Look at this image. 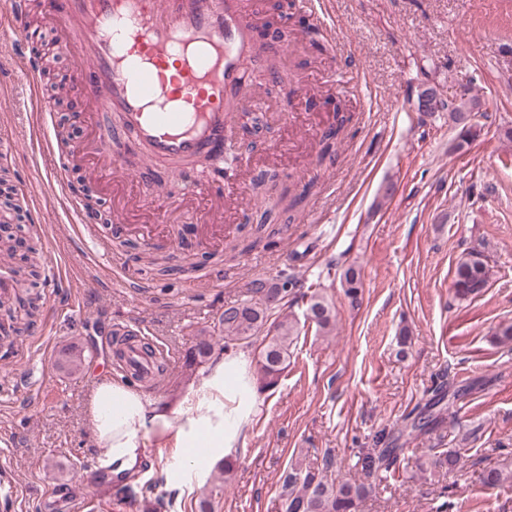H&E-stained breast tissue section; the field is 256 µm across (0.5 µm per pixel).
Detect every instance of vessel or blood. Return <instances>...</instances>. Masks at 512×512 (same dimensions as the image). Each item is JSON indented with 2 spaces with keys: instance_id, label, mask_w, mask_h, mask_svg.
Instances as JSON below:
<instances>
[{
  "instance_id": "obj_1",
  "label": "vessel or blood",
  "mask_w": 512,
  "mask_h": 512,
  "mask_svg": "<svg viewBox=\"0 0 512 512\" xmlns=\"http://www.w3.org/2000/svg\"><path fill=\"white\" fill-rule=\"evenodd\" d=\"M6 10L17 41L33 45L27 0H8ZM262 15L260 0H54L52 25L67 48L89 58L77 92L114 119L93 145L113 177L131 172L108 153L112 141L144 150L172 173L212 155L215 179L197 184L191 195L234 199L237 176L222 165L235 152L229 137L262 110L257 87L275 73L272 57L253 63ZM114 333L127 345L122 368L151 371L159 346L144 347L124 325Z\"/></svg>"
}]
</instances>
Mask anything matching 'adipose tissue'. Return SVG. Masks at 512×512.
Wrapping results in <instances>:
<instances>
[{
    "instance_id": "1",
    "label": "adipose tissue",
    "mask_w": 512,
    "mask_h": 512,
    "mask_svg": "<svg viewBox=\"0 0 512 512\" xmlns=\"http://www.w3.org/2000/svg\"><path fill=\"white\" fill-rule=\"evenodd\" d=\"M257 392L243 355H214L206 372L173 402L159 403L120 381L102 380L90 406L94 440L115 471L131 468L147 449L171 446L180 464L208 467L235 448ZM205 456H196V449Z\"/></svg>"
}]
</instances>
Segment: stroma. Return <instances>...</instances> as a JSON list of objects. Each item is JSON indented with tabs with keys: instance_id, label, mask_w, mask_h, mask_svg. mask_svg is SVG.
Listing matches in <instances>:
<instances>
[{
	"instance_id": "1",
	"label": "stroma",
	"mask_w": 512,
	"mask_h": 512,
	"mask_svg": "<svg viewBox=\"0 0 512 512\" xmlns=\"http://www.w3.org/2000/svg\"><path fill=\"white\" fill-rule=\"evenodd\" d=\"M327 10L326 55L298 39L290 70L315 87L338 72L350 78L355 119L336 162L294 224L226 264L232 277L224 285L192 291L187 273L159 277L139 260L151 242L129 227L152 223L205 169L130 187L54 152L75 182L96 191L105 237L134 244L123 257L137 287L96 273L91 245L74 230L76 214L48 185L40 150L63 116L82 142L84 116L76 106L42 124L27 106L28 80L14 68L13 39L0 36V85L8 91L0 140L16 147L12 161H0V191L15 201L0 204V224L20 225L42 271L56 275L55 284L42 278L31 291L39 307L32 330L0 346V512H70L73 499L94 512H148L146 501L159 496L171 502L166 512H196L208 496L215 512H283L279 478L290 461L317 466L329 457L336 478H359L360 453L402 428L440 380L464 397L444 405L441 424L407 436L399 464L382 473L359 512H512V482L488 488L479 479L488 467L512 470V342L497 337L512 323V0H328ZM463 84L483 110L477 135L461 144L447 113L412 104L423 87L448 97ZM261 93L284 117L268 124L262 143L237 152L245 159L272 150L264 169L289 186L312 168L334 112L320 96L283 98L273 82ZM472 252L486 261L490 285L462 299L454 272ZM351 265L361 279L354 304L340 283ZM258 279H294L302 292L325 296L336 328L323 336L300 324L278 386L257 396L229 482L219 484L210 467L176 473L168 448L151 449L132 471L136 482L156 485L145 498L119 502L111 476L83 481V464L103 455L87 415L100 371L92 355L114 324L165 345L169 367L158 388L168 402L193 381L188 348L213 335L224 308ZM70 344L83 353L73 373L58 363ZM449 448L465 451L457 470H422Z\"/></svg>"
}]
</instances>
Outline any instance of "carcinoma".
Segmentation results:
<instances>
[{
    "label": "carcinoma",
    "instance_id": "1",
    "mask_svg": "<svg viewBox=\"0 0 512 512\" xmlns=\"http://www.w3.org/2000/svg\"><path fill=\"white\" fill-rule=\"evenodd\" d=\"M295 0H278L275 6L277 16L268 22V27L278 33L279 38H284L286 27L281 25L283 18L294 19L293 9ZM478 100L472 96H454L441 102L440 110L450 113V120L460 127V142L457 147L467 142L468 138L476 134L475 126L468 124L466 114L473 111ZM353 113L337 108L336 125L328 128L321 138V151L319 163L333 160L335 146L338 144L345 127L352 121ZM311 185L306 184L298 193H291L287 188L277 190L264 196L261 205L255 211V221L250 223L248 235L251 238L248 247L258 246L265 238L276 235L293 223L297 209L302 205ZM180 254L157 251L146 256V260L153 267V271L161 276H169L178 270L194 268V262L189 245L181 241L178 243ZM35 252L33 246L27 247L28 272L15 280L16 301L20 309L25 311L26 317H36L38 307L33 301L26 298L31 288L37 285L38 271L31 263V254ZM16 253L15 233L7 228L0 230V259L12 258ZM242 253L237 240L228 241L224 252L210 255L212 261H224L226 263L236 260ZM180 259L175 264L173 260ZM342 288L345 295L354 299L360 289V280L356 270L346 268L340 275ZM489 282V270L485 262L478 255L470 254L457 263L454 287L457 295L461 297L476 296L487 288ZM283 302L281 291L277 285H266L259 280L252 284L248 295L238 303L230 306L233 313L222 315L219 319L220 340L224 344L220 350L248 343L256 337L262 329H267L263 339V348L257 360L258 371L262 388H273L278 384L282 374L288 368L290 346L292 337L297 332V320L285 317L282 320L267 325L270 312L279 307ZM306 316L310 318L319 331L329 330L332 323V310L323 297L310 296L306 308ZM214 355V342L206 339L198 341L190 347L185 356V368L196 370L208 363ZM448 396L445 385L439 384L431 389V397L413 419L412 423L398 430V436L410 430L422 431L430 426L442 422V417L435 412ZM390 436L382 434L379 441L385 447L377 449L373 454H366L359 458L361 472L365 477L362 482L341 481L329 478L326 471L333 467L330 458L325 459L323 468L305 466L299 461L289 464L280 477L279 497L282 500L284 512H357L358 505L367 498L374 488L369 482L372 477L378 476L382 471L389 470L395 465L403 454L401 448H389ZM462 458V449L453 448L434 454V460L430 468L439 472L442 470H455ZM512 480V472H504L493 467L481 472L480 480L488 487H497L508 480Z\"/></svg>",
    "mask_w": 512,
    "mask_h": 512
}]
</instances>
